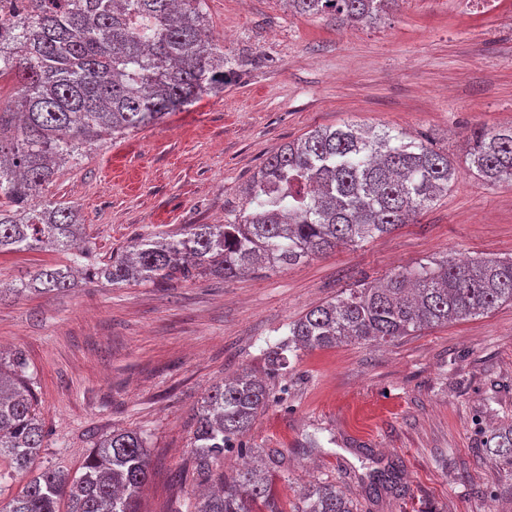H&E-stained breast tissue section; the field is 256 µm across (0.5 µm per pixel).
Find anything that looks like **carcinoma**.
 <instances>
[{"mask_svg": "<svg viewBox=\"0 0 512 512\" xmlns=\"http://www.w3.org/2000/svg\"><path fill=\"white\" fill-rule=\"evenodd\" d=\"M203 0H30L26 25L0 80L16 87L0 110V254L51 247L69 262L38 268L1 288L0 298L49 294L90 283L121 288L166 284L303 263L342 245L369 241L413 222L448 193L455 167L448 153L354 123L312 130L279 147L254 175L245 205L229 224H191L179 234L135 240L112 261L87 264L90 248L78 211L44 199L68 163L108 140L154 125L232 81L239 61L207 35ZM293 13L331 14L350 26L374 24L398 0H285ZM466 160L475 178L512 182V125L474 129ZM512 304V256L446 258L358 284L288 323V340L265 350V372L243 369L212 387L196 408L190 442L195 470L218 490L186 503L185 512H269L273 480L253 467L229 480L214 475L224 451L277 402L270 380L289 373L299 352L343 342H392L425 329ZM47 434L23 354L0 353V486L31 478L0 512H139L152 472L144 434L112 431L97 442L81 474L34 468ZM485 457L512 471V422L490 431ZM291 512H358L342 487L301 489Z\"/></svg>", "mask_w": 512, "mask_h": 512, "instance_id": "cac0c4a2", "label": "carcinoma"}]
</instances>
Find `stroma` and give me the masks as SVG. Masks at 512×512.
Listing matches in <instances>:
<instances>
[{"label":"stroma","mask_w":512,"mask_h":512,"mask_svg":"<svg viewBox=\"0 0 512 512\" xmlns=\"http://www.w3.org/2000/svg\"><path fill=\"white\" fill-rule=\"evenodd\" d=\"M203 12L225 54L246 61L243 75L89 151L45 191L76 206L91 263L148 234L233 221L266 159L318 127L423 137L457 172L416 223L284 270L122 288L81 280L0 300V353L25 355L48 432L38 465L77 475L99 437L143 432L153 472L141 512H181L197 490L192 406L224 377L262 373L289 322L398 269L512 256V184L480 182L465 164L473 128L512 124V0H400L347 28L282 0H204ZM65 261L51 248L2 253L0 282ZM275 388L280 403L216 467H269L280 512L316 481L341 486L358 512H512V474L481 451L512 417V305L388 344L301 352Z\"/></svg>","instance_id":"1"}]
</instances>
